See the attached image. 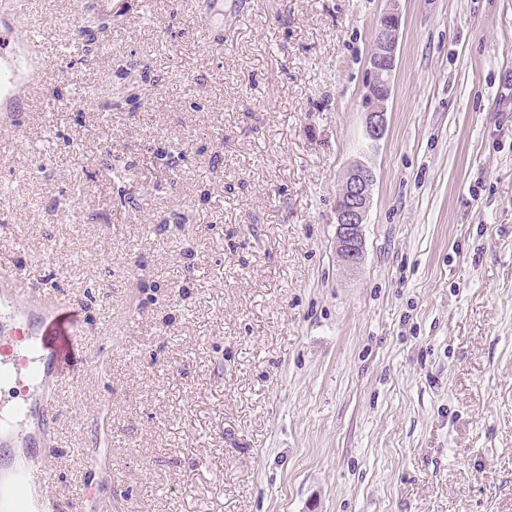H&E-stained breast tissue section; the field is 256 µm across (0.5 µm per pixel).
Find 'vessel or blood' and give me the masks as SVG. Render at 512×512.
Segmentation results:
<instances>
[{
	"mask_svg": "<svg viewBox=\"0 0 512 512\" xmlns=\"http://www.w3.org/2000/svg\"><path fill=\"white\" fill-rule=\"evenodd\" d=\"M12 9H0V126L24 127L32 101L50 90L49 61L36 34L16 36ZM29 279L0 269V512H79L52 490L56 468L44 447L55 430L56 392L84 377L92 360L80 343L73 305L48 292L28 304Z\"/></svg>",
	"mask_w": 512,
	"mask_h": 512,
	"instance_id": "1",
	"label": "vessel or blood"
}]
</instances>
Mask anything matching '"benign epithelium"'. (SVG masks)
Instances as JSON below:
<instances>
[{"mask_svg": "<svg viewBox=\"0 0 512 512\" xmlns=\"http://www.w3.org/2000/svg\"><path fill=\"white\" fill-rule=\"evenodd\" d=\"M401 20L395 12L384 14L378 22L373 51L369 58L368 90L362 99L367 138L376 143L384 136L392 78L396 70V50ZM374 170L356 162L343 175L336 203V253L348 268L361 264L365 242L362 226L366 222L373 187Z\"/></svg>", "mask_w": 512, "mask_h": 512, "instance_id": "benign-epithelium-1", "label": "benign epithelium"}]
</instances>
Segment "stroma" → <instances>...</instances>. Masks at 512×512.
<instances>
[{
  "instance_id": "obj_1",
  "label": "stroma",
  "mask_w": 512,
  "mask_h": 512,
  "mask_svg": "<svg viewBox=\"0 0 512 512\" xmlns=\"http://www.w3.org/2000/svg\"><path fill=\"white\" fill-rule=\"evenodd\" d=\"M24 0L0 266L93 352L46 445L83 512H512V0ZM401 17L387 130L361 100ZM376 184L336 254L345 170ZM91 499H84V492ZM12 9L0 11V125L21 129L32 101L50 90L49 61L41 53L38 35L16 36ZM374 170L356 162L343 175L336 203V253L348 268H356L364 256L362 226L366 222L373 187Z\"/></svg>"
}]
</instances>
